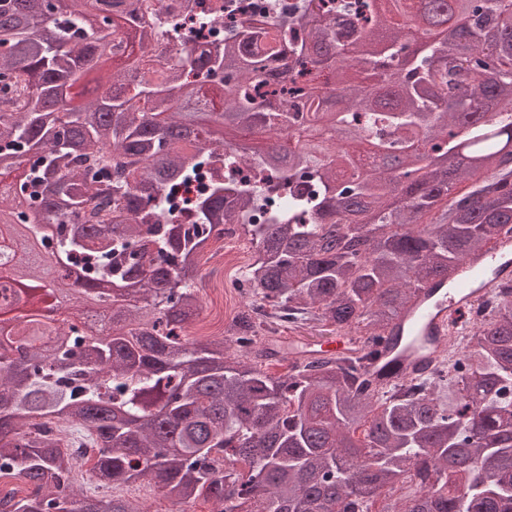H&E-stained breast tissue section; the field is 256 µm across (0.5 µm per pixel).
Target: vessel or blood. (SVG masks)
<instances>
[{
    "label": "vessel or blood",
    "instance_id": "obj_1",
    "mask_svg": "<svg viewBox=\"0 0 512 512\" xmlns=\"http://www.w3.org/2000/svg\"><path fill=\"white\" fill-rule=\"evenodd\" d=\"M490 270L495 271L497 280L512 279V238L499 239L484 247L480 255L463 259L454 269L452 286L432 281L417 290L406 314L417 346L396 356L400 376L422 371L438 355L448 336L449 321L470 308L479 296L475 282L484 280Z\"/></svg>",
    "mask_w": 512,
    "mask_h": 512
}]
</instances>
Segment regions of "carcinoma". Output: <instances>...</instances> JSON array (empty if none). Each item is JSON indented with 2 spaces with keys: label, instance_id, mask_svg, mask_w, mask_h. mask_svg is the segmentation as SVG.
<instances>
[{
  "label": "carcinoma",
  "instance_id": "obj_1",
  "mask_svg": "<svg viewBox=\"0 0 512 512\" xmlns=\"http://www.w3.org/2000/svg\"><path fill=\"white\" fill-rule=\"evenodd\" d=\"M100 2L0 0V177L35 152L19 191L57 236L23 213L12 229L53 248L59 269L80 266L79 302L106 280L124 300L98 336L55 320L48 353L26 333L71 284L44 287L33 252L13 259L0 482L30 493L0 512H147L75 490L86 465L114 490L149 477L181 512L200 499L214 512H372L409 481L419 491L380 512H512V281L456 329L448 375L379 386L365 367L398 341L415 289L512 235V120L496 117L512 113V3L296 0L288 28L245 20L157 73L143 68L155 34L135 24L141 0ZM115 60L125 66L84 85ZM226 128L289 140L260 150L225 142ZM226 163L262 178L227 182ZM206 165L208 192L172 220L170 191ZM285 187L288 203L247 228L258 257L236 288L256 315L187 338L201 255ZM311 326L352 337L358 354L264 371L280 328ZM66 423L90 449L60 447L51 428Z\"/></svg>",
  "mask_w": 512,
  "mask_h": 512
}]
</instances>
